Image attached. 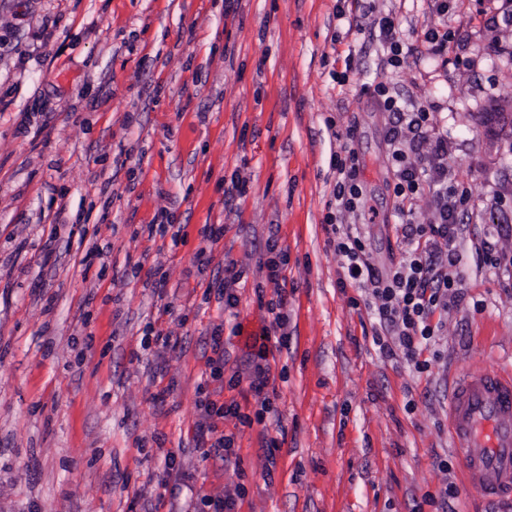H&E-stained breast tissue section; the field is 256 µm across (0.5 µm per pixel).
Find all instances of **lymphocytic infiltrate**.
I'll list each match as a JSON object with an SVG mask.
<instances>
[{"instance_id": "obj_1", "label": "lymphocytic infiltrate", "mask_w": 512, "mask_h": 512, "mask_svg": "<svg viewBox=\"0 0 512 512\" xmlns=\"http://www.w3.org/2000/svg\"><path fill=\"white\" fill-rule=\"evenodd\" d=\"M375 93L388 114L385 140L392 173L397 215L404 221L400 236V257L388 271L379 270L366 256L358 219L365 202L360 172L352 157L334 155L331 167L336 174L331 196L335 213L331 216L332 243L341 259L339 287L351 286L368 293L369 308L377 322L372 340L385 356L402 352L404 359L420 373L428 371L424 357L442 328V317L450 307L465 299L458 271L459 243L464 233L471 192L461 186L448 164L450 144L429 114L401 107L385 85ZM429 195L433 218L426 224L405 219L420 195ZM284 300L271 301L272 318L249 359V390L256 397L254 414L242 412L238 402L217 403L204 398L198 403L203 421L196 438L205 456L231 462L237 457L234 434L218 432L217 423L234 419L248 424L278 420L270 398V349L288 346V316Z\"/></svg>"}]
</instances>
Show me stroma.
<instances>
[{
	"label": "stroma",
	"mask_w": 512,
	"mask_h": 512,
	"mask_svg": "<svg viewBox=\"0 0 512 512\" xmlns=\"http://www.w3.org/2000/svg\"><path fill=\"white\" fill-rule=\"evenodd\" d=\"M335 5L0 0V512H150L160 494L194 512L238 486V512H411L447 482L457 512H512L462 486L448 432L453 378L512 372V275L483 249L512 225V140L490 143L481 122L512 102V0H452L444 16L429 0H372L410 48L386 71L385 48ZM429 26L454 39L423 61ZM380 81L432 112L473 191L466 299L424 373L373 345L366 296L338 287L330 243L329 162L343 148L375 210L360 219L367 254L384 269L399 245ZM237 176L246 193L228 211ZM163 215L165 234L143 233ZM207 224L224 236L200 276ZM272 233L288 253L282 287L261 268ZM228 261L246 284L226 374H248L260 300L285 291L290 332L269 356L279 425H223L238 467L203 459L195 439L217 321L205 289ZM267 434L281 439L271 470ZM167 448L184 479L164 487Z\"/></svg>",
	"instance_id": "35a3bbf8"
}]
</instances>
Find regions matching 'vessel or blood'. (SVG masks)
Returning <instances> with one entry per match:
<instances>
[{
    "instance_id": "vessel-or-blood-1",
    "label": "vessel or blood",
    "mask_w": 512,
    "mask_h": 512,
    "mask_svg": "<svg viewBox=\"0 0 512 512\" xmlns=\"http://www.w3.org/2000/svg\"><path fill=\"white\" fill-rule=\"evenodd\" d=\"M448 425L469 486L488 500H512V376L485 370L459 377Z\"/></svg>"
}]
</instances>
